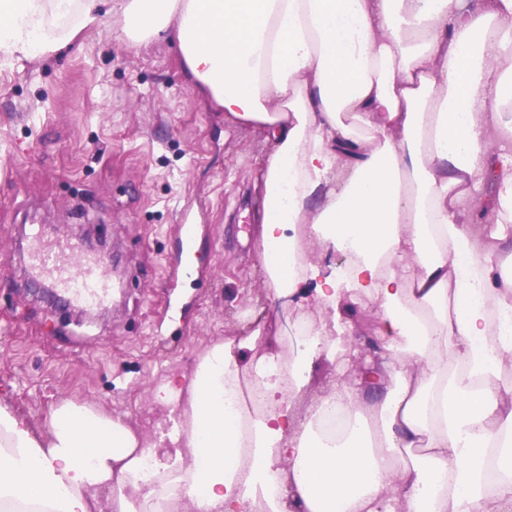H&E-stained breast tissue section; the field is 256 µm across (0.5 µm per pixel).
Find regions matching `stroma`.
I'll return each instance as SVG.
<instances>
[{
    "label": "stroma",
    "instance_id": "35a3bbf8",
    "mask_svg": "<svg viewBox=\"0 0 512 512\" xmlns=\"http://www.w3.org/2000/svg\"><path fill=\"white\" fill-rule=\"evenodd\" d=\"M111 4L98 25L45 60H0V400L42 430L73 399L123 416L157 440L173 417L151 399L187 374L211 341L262 331L289 352L315 306L270 297L256 248L268 145L225 121L193 91L177 46L117 39ZM196 224L182 242L183 211ZM28 224L82 228L125 271L102 315L55 305L29 282L19 236ZM353 353L315 360L308 398L357 386L380 364L375 315L341 306Z\"/></svg>",
    "mask_w": 512,
    "mask_h": 512
}]
</instances>
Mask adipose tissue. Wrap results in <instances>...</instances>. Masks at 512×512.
Segmentation results:
<instances>
[{
  "mask_svg": "<svg viewBox=\"0 0 512 512\" xmlns=\"http://www.w3.org/2000/svg\"><path fill=\"white\" fill-rule=\"evenodd\" d=\"M103 0H0V57H50L94 25ZM120 38L174 37L193 89L270 144L260 254L269 294L314 283L318 307L366 303L387 359L363 375L379 397L334 385L309 427L291 412L311 357L345 358L351 328L306 336L287 372L257 336L218 340L191 374L151 391L177 409L168 445L66 400L38 436L0 402V512H507L512 507V0H112ZM492 179L496 191L484 198ZM491 226L476 233L475 207ZM353 251L324 270L298 237ZM470 262H462V255ZM251 350L241 363L240 350ZM268 406L241 431L242 376ZM347 415L325 438L328 406ZM249 444L250 461L240 448ZM153 472H146L145 457ZM112 491L100 509L90 489Z\"/></svg>",
  "mask_w": 512,
  "mask_h": 512,
  "instance_id": "obj_1",
  "label": "adipose tissue"
}]
</instances>
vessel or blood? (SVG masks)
Here are the masks:
<instances>
[{"mask_svg":"<svg viewBox=\"0 0 512 512\" xmlns=\"http://www.w3.org/2000/svg\"><path fill=\"white\" fill-rule=\"evenodd\" d=\"M27 240L33 278L65 293L73 306L108 303L111 284L103 272V256L89 254L79 241L51 238L40 224L29 225Z\"/></svg>","mask_w":512,"mask_h":512,"instance_id":"b4317fda","label":"vessel or blood"}]
</instances>
